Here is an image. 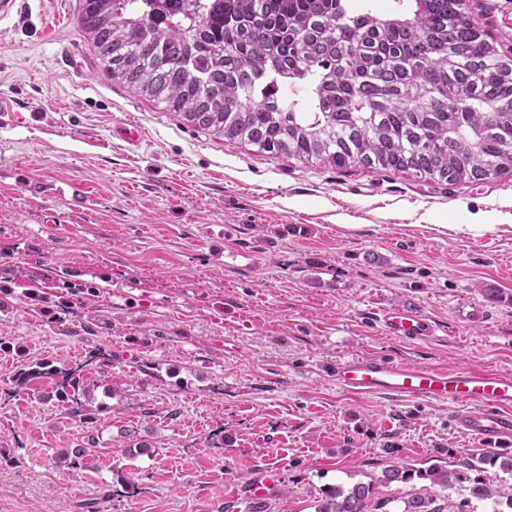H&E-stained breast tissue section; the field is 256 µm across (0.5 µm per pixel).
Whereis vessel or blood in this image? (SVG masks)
<instances>
[{
	"mask_svg": "<svg viewBox=\"0 0 512 512\" xmlns=\"http://www.w3.org/2000/svg\"><path fill=\"white\" fill-rule=\"evenodd\" d=\"M379 320L392 336L423 340L435 333L431 319L415 305L385 309ZM338 386L356 395L392 394L452 405L456 427L487 446L512 443V375L489 370H446L395 363L382 357L337 364Z\"/></svg>",
	"mask_w": 512,
	"mask_h": 512,
	"instance_id": "b4317fda",
	"label": "vessel or blood"
}]
</instances>
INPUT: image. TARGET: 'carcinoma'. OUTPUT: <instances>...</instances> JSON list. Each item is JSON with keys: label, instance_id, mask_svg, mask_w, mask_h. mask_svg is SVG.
Instances as JSON below:
<instances>
[{"label": "carcinoma", "instance_id": "1", "mask_svg": "<svg viewBox=\"0 0 512 512\" xmlns=\"http://www.w3.org/2000/svg\"><path fill=\"white\" fill-rule=\"evenodd\" d=\"M382 17L352 0H80L93 53L114 78L227 142L335 169L394 171L437 183L512 173V56L471 20L466 0H396ZM291 85L287 99L262 90ZM112 354L89 349L67 370L20 369L15 385L62 376L58 397L89 416L83 373ZM512 457L484 451L456 467L396 462L383 484L424 480L512 510L485 467ZM376 485L322 491L317 512H378ZM415 493L403 512H466L468 502Z\"/></svg>", "mask_w": 512, "mask_h": 512}]
</instances>
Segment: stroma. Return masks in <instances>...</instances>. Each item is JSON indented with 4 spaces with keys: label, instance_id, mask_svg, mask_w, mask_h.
Here are the masks:
<instances>
[{
    "label": "stroma",
    "instance_id": "35a3bbf8",
    "mask_svg": "<svg viewBox=\"0 0 512 512\" xmlns=\"http://www.w3.org/2000/svg\"><path fill=\"white\" fill-rule=\"evenodd\" d=\"M475 2L512 55V0ZM79 8L0 13V512H249L269 467L265 512H316L322 489L356 483L402 512L425 486L381 484L385 467L481 443L447 405L354 395L331 373L380 356L512 375V175L448 185L226 142L110 77ZM409 302L429 340L378 323ZM54 305L71 311L50 320ZM94 342L112 354L88 375L96 418L52 397L55 379L15 391V370L70 368Z\"/></svg>",
    "mask_w": 512,
    "mask_h": 512
}]
</instances>
